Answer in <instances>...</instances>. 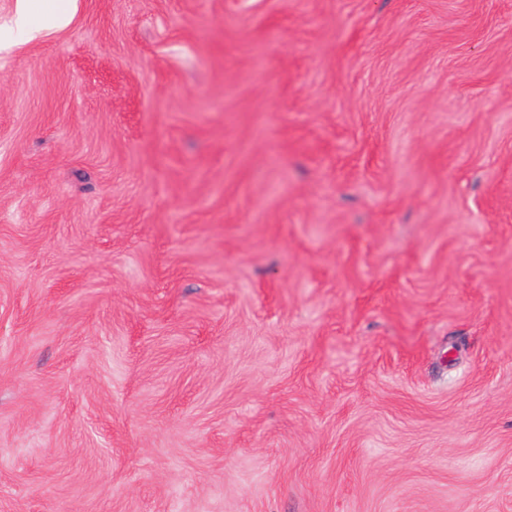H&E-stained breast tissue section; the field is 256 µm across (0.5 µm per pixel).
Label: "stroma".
<instances>
[{"mask_svg": "<svg viewBox=\"0 0 512 512\" xmlns=\"http://www.w3.org/2000/svg\"><path fill=\"white\" fill-rule=\"evenodd\" d=\"M0 0V512H512V0ZM74 0H19L13 34L23 42L31 41L50 29H59L70 21Z\"/></svg>", "mask_w": 512, "mask_h": 512, "instance_id": "1", "label": "stroma"}]
</instances>
